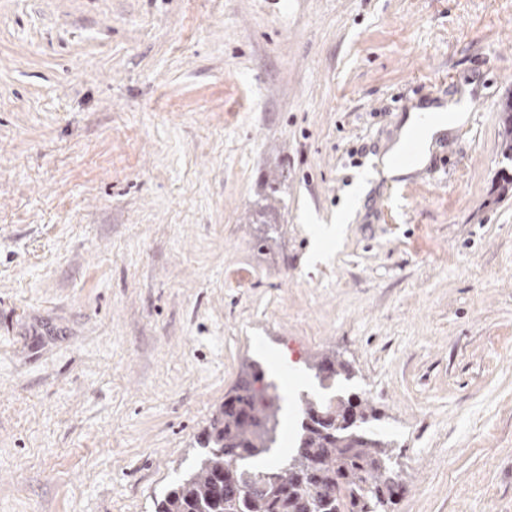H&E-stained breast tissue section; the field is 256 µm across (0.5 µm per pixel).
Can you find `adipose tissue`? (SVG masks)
Instances as JSON below:
<instances>
[{
  "label": "adipose tissue",
  "instance_id": "ef3b65f1",
  "mask_svg": "<svg viewBox=\"0 0 512 512\" xmlns=\"http://www.w3.org/2000/svg\"><path fill=\"white\" fill-rule=\"evenodd\" d=\"M467 119L465 110L451 101L411 109L381 157L379 168L382 177L393 184L407 182L415 170L427 163L435 139L465 124ZM416 130L421 133V143L415 159L410 163L399 162L405 142Z\"/></svg>",
  "mask_w": 512,
  "mask_h": 512
}]
</instances>
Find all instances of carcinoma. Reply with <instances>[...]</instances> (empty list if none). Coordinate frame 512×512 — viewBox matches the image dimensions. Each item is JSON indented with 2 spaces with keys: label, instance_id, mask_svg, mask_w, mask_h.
<instances>
[{
  "label": "carcinoma",
  "instance_id": "obj_1",
  "mask_svg": "<svg viewBox=\"0 0 512 512\" xmlns=\"http://www.w3.org/2000/svg\"><path fill=\"white\" fill-rule=\"evenodd\" d=\"M502 112L512 152V100ZM311 368L324 380L350 375L333 354ZM278 400L256 364L247 365L199 441L196 465L154 503L155 512H388L390 488L399 485L395 441L373 431L379 417L367 403L307 400L291 456L273 468L243 464L275 443ZM346 407L356 408L358 418L346 420Z\"/></svg>",
  "mask_w": 512,
  "mask_h": 512
}]
</instances>
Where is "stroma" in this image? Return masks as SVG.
I'll use <instances>...</instances> for the list:
<instances>
[{
  "instance_id": "obj_1",
  "label": "stroma",
  "mask_w": 512,
  "mask_h": 512,
  "mask_svg": "<svg viewBox=\"0 0 512 512\" xmlns=\"http://www.w3.org/2000/svg\"><path fill=\"white\" fill-rule=\"evenodd\" d=\"M466 85L448 170L373 179ZM511 98L512 0H0V512H152L253 361L266 466L340 394L394 512H512ZM311 368L316 371L323 380L332 379L343 374L350 376V370L343 362L339 361L335 355L326 354L319 359L314 360Z\"/></svg>"
}]
</instances>
